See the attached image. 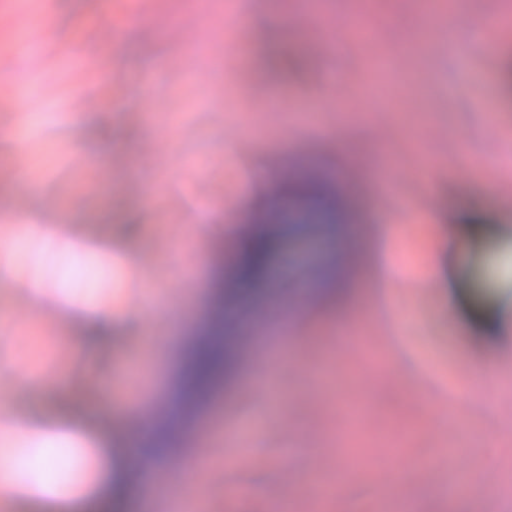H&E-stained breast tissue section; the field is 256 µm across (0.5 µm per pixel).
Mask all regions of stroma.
<instances>
[{"mask_svg":"<svg viewBox=\"0 0 512 512\" xmlns=\"http://www.w3.org/2000/svg\"><path fill=\"white\" fill-rule=\"evenodd\" d=\"M51 2L44 17L15 16L24 43L11 45L0 29L15 77L0 85V113L16 116L0 127V168L18 175L0 214L50 227L44 237L13 236L12 270L0 279V408L11 418L36 415L41 397L28 379L37 374L57 382L66 415L101 424L113 454H124L128 410L178 391L193 329L213 302L219 270L210 256L240 251L236 227L275 196L281 176L267 155L280 152L289 169L360 175L337 186L336 222L302 223L298 204L282 202L286 232L312 247L275 261L242 299L252 322H225L236 363L200 401L196 421L181 426L174 470L161 461L151 484L86 499L101 461L80 436L30 429L12 439L13 455L64 500L80 494L85 512H255L279 485L286 512H393L403 497L411 512H482L489 500L512 512V325L499 323L512 311V197L487 183L491 172L512 177V97L491 59L477 46L449 51L436 25H421L400 0H347L355 14L384 12L391 35L370 48L340 44L336 58L308 54L315 20L305 0L258 11L254 0H236L251 20L234 30L220 25L216 0H165L162 13L130 27L118 0ZM196 16L218 23L184 26ZM107 22L110 41H84ZM277 30L304 55L286 83L265 60ZM421 51L435 58L431 73L415 65ZM227 53L237 67L225 68ZM338 85L346 97L324 111ZM81 94L100 109L80 106ZM272 99L279 111H269ZM157 143L163 163L144 168L145 147ZM426 165L432 178L403 179L389 197L364 188L387 170ZM260 168L262 187L253 182ZM128 180L137 191L120 190ZM203 205L214 223L206 236L194 231ZM463 211L478 223H457ZM384 224L396 225L395 238ZM97 244L111 246V262L96 256ZM434 258L451 282L426 276ZM58 296L111 308V336L85 345L80 321L52 305ZM255 329L268 334L266 377L251 368L245 333ZM486 370L491 405L449 410V383ZM107 390L112 411L95 415ZM463 438L470 450L446 482L424 478ZM203 439L216 466L200 476L189 462ZM233 439L248 451L227 466ZM314 448L334 459L340 499L313 495L315 468L298 456ZM294 463L299 476L284 484ZM402 469L414 476L404 490L393 485Z\"/></svg>","mask_w":512,"mask_h":512,"instance_id":"1","label":"stroma"}]
</instances>
